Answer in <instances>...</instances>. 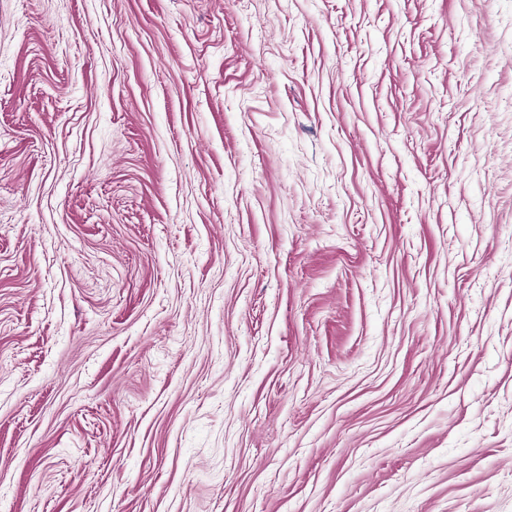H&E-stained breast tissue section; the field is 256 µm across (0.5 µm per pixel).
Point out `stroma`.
Returning <instances> with one entry per match:
<instances>
[{
	"label": "stroma",
	"mask_w": 512,
	"mask_h": 512,
	"mask_svg": "<svg viewBox=\"0 0 512 512\" xmlns=\"http://www.w3.org/2000/svg\"><path fill=\"white\" fill-rule=\"evenodd\" d=\"M0 512H512V0H0Z\"/></svg>",
	"instance_id": "obj_1"
}]
</instances>
